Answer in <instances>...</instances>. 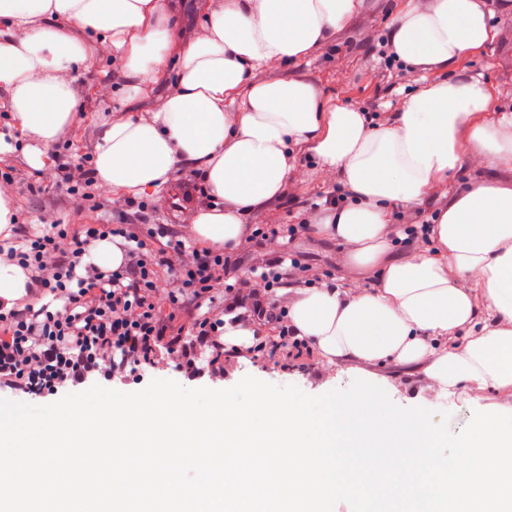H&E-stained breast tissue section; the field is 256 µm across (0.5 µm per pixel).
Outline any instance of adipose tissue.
<instances>
[{"label":"adipose tissue","instance_id":"obj_1","mask_svg":"<svg viewBox=\"0 0 512 512\" xmlns=\"http://www.w3.org/2000/svg\"><path fill=\"white\" fill-rule=\"evenodd\" d=\"M356 10L357 0H218L207 36L182 52L163 107L102 122L93 165L101 186L134 196L182 167L198 169L219 203L197 210L190 231L211 246L238 244L244 214L279 195L295 151L336 174L349 200L321 224L351 246L355 264L380 268L381 277L372 288L282 289L288 323L328 366L347 365L352 376L336 395L337 434L350 432L353 418L383 416L395 440L424 441L425 477L446 468L460 474L453 498L468 503L501 482L502 414H482L477 440L446 434L428 410L398 403L377 371L419 372L445 410L460 388L512 391V187L468 183L433 227L437 254L385 259L387 205L422 204L467 155L489 168L512 166V116L474 122L491 109L488 89L441 76L492 40L489 11L486 0H409L389 43L402 62L439 77L372 126L352 107L328 106L310 82L265 74L328 43ZM57 18L78 34L59 32ZM168 22L158 0H0V93L32 138L24 151L34 167L75 117L61 74L91 62L80 31L98 35L101 54L124 57L138 92L166 58Z\"/></svg>","mask_w":512,"mask_h":512}]
</instances>
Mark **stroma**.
Returning a JSON list of instances; mask_svg holds the SVG:
<instances>
[{
    "label": "stroma",
    "mask_w": 512,
    "mask_h": 512,
    "mask_svg": "<svg viewBox=\"0 0 512 512\" xmlns=\"http://www.w3.org/2000/svg\"><path fill=\"white\" fill-rule=\"evenodd\" d=\"M171 16L170 48L166 60L150 83L146 93L128 97L130 80L126 74H115L116 63L110 56L99 57L87 70L68 73L83 121L74 123L68 133L66 146L51 145L44 150V166L30 167L22 146L28 143L12 116L8 105L0 100V139L8 143V150L0 152V171L28 169L27 184L15 190L19 223L40 224L42 220H57L64 224H104L110 216L90 203H79L55 184L59 164L78 161L95 150L92 133L105 120L119 117H146L157 111L172 92L178 68V57L189 44L197 41L206 29V16L216 0H161ZM407 0H361L352 21L338 31L328 44L316 48L306 56L278 64L271 75L280 78L302 79L314 84L332 102L344 103L353 98L369 112H389L408 98L410 87L422 85L421 73L397 75L385 70L376 52L377 39L385 35L391 24L405 8ZM495 14L491 25L494 39L480 51L464 57L451 76L474 78L483 83L492 94L493 103L512 97V0H494ZM296 190L292 200L277 198L261 206L259 214H246L244 223L260 220L267 224H292L303 212L307 202L317 195L338 186L336 175L323 171L304 155H296ZM191 168H182L180 174L156 191L142 194L149 208L134 216L137 224H164L170 232L179 235L191 224L196 208L180 205L177 192L183 187L184 177L193 176ZM295 251L309 263L331 270L333 280L344 288L364 285L366 270L353 266L343 258L334 238L312 233L296 240ZM237 377L253 376L278 386H295L304 393L318 395L320 382L310 380L303 361H275L266 357H242L238 360ZM492 405L506 414H512V393L484 392L473 397L466 392L454 398L455 415L452 426L456 432L468 433L480 415L481 407Z\"/></svg>",
    "instance_id": "35a3bbf8"
}]
</instances>
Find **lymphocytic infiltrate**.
Returning a JSON list of instances; mask_svg holds the SVG:
<instances>
[{
  "mask_svg": "<svg viewBox=\"0 0 512 512\" xmlns=\"http://www.w3.org/2000/svg\"><path fill=\"white\" fill-rule=\"evenodd\" d=\"M58 183L80 202L93 201L114 216L111 224H62L32 230L15 226L0 238V259L28 276L25 296L0 297V394L45 398L96 382L126 380L140 366L173 364L187 381L221 380L233 371L238 350L225 349L226 328L252 331L250 354L308 356L316 378L326 373L314 346L296 338L278 296L284 284L312 288L329 279L302 256L267 251L268 242L314 232L325 210L342 207L345 193L331 190L310 203L294 224L245 225L237 249L185 242L159 226L127 223L144 202L101 200L91 159L60 164ZM432 221L402 210L389 241L405 247L431 240ZM118 236L123 260L112 271L85 262L97 240Z\"/></svg>",
  "mask_w": 512,
  "mask_h": 512,
  "instance_id": "f902f5d3",
  "label": "lymphocytic infiltrate"
}]
</instances>
